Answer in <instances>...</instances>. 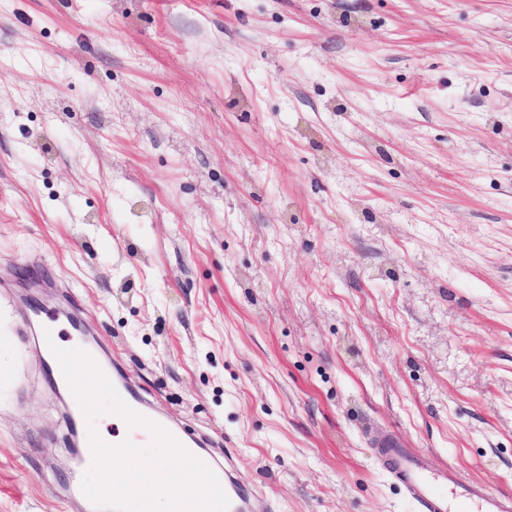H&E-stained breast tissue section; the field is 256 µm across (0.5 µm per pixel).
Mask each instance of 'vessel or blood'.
Returning a JSON list of instances; mask_svg holds the SVG:
<instances>
[{"label":"vessel or blood","instance_id":"vessel-or-blood-1","mask_svg":"<svg viewBox=\"0 0 512 512\" xmlns=\"http://www.w3.org/2000/svg\"><path fill=\"white\" fill-rule=\"evenodd\" d=\"M17 316L20 335L35 333L39 347L46 351L48 338L56 339L61 334L55 317L44 308H21ZM44 371L57 384H65L58 360L48 351ZM108 379L131 409L164 426L186 450L211 465L229 499L228 512H268V504L236 480L231 466L214 463L212 457L203 451V439L186 435L175 424L167 422L152 408L139 389L124 378L120 369H113ZM67 410L71 433L78 436L80 446L69 472V495L81 503L84 512H100L81 488L83 475L92 461L87 424L76 399H69ZM379 453L387 471L403 485L420 512H512V496L496 494L485 490L480 484L467 482L451 468H433L426 457L409 453L392 437L380 438Z\"/></svg>","mask_w":512,"mask_h":512}]
</instances>
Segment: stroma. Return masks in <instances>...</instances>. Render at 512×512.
Segmentation results:
<instances>
[{
    "label": "stroma",
    "instance_id": "stroma-1",
    "mask_svg": "<svg viewBox=\"0 0 512 512\" xmlns=\"http://www.w3.org/2000/svg\"><path fill=\"white\" fill-rule=\"evenodd\" d=\"M277 512L512 493V0H0V284ZM0 300V512H73ZM378 450L387 471L403 485L420 512L512 511V496L469 483L451 468L434 469L426 457L409 453L393 437L380 438Z\"/></svg>",
    "mask_w": 512,
    "mask_h": 512
}]
</instances>
